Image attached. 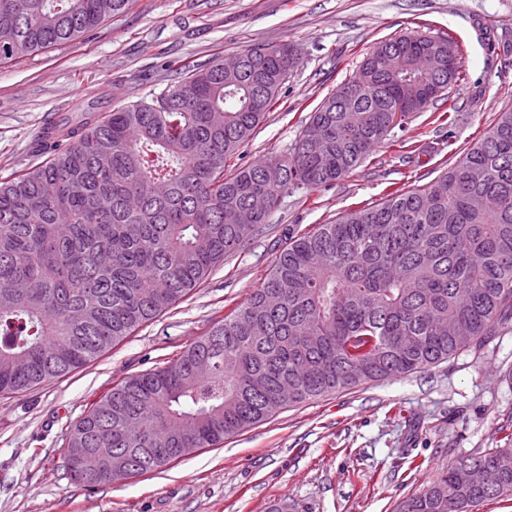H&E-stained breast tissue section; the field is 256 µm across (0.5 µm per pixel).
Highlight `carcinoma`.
Here are the masks:
<instances>
[{
    "instance_id": "obj_1",
    "label": "carcinoma",
    "mask_w": 512,
    "mask_h": 512,
    "mask_svg": "<svg viewBox=\"0 0 512 512\" xmlns=\"http://www.w3.org/2000/svg\"><path fill=\"white\" fill-rule=\"evenodd\" d=\"M129 0H0V62L78 40ZM450 35L379 42L270 158L226 173L278 100L275 47L235 71L199 65L150 100L95 99L42 128L43 161L0 179V396L90 363L183 300L260 232L290 189L331 185L368 158L395 111L448 69ZM263 196L246 232L238 214ZM512 328V108L422 188L395 189L290 240L261 286L163 366L124 378L71 427L73 448L108 447L127 471L162 472L180 448H213L285 405L415 373ZM499 475L488 490L462 470ZM512 497V445L460 458L396 512H471Z\"/></svg>"
}]
</instances>
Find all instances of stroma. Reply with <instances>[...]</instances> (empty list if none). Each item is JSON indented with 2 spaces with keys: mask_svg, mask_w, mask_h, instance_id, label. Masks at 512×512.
Instances as JSON below:
<instances>
[{
  "mask_svg": "<svg viewBox=\"0 0 512 512\" xmlns=\"http://www.w3.org/2000/svg\"><path fill=\"white\" fill-rule=\"evenodd\" d=\"M411 30L457 38L466 82L405 116L344 179L289 190L263 232L165 314L82 368L0 397V512H266L280 499L298 512H394L448 463L512 436L509 330L414 374L279 409L159 474L84 487L62 463L66 433L92 403L245 303L291 237L431 182L512 107V0H131L74 42L0 64L5 176L34 163L42 127L83 100H147L185 67L293 45L299 63L243 166L290 147L374 43Z\"/></svg>",
  "mask_w": 512,
  "mask_h": 512,
  "instance_id": "1",
  "label": "stroma"
}]
</instances>
